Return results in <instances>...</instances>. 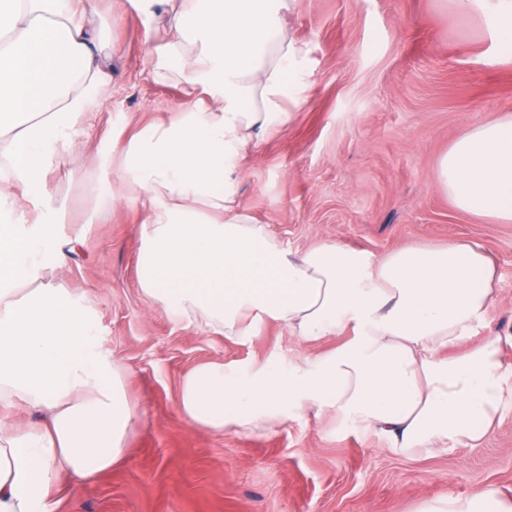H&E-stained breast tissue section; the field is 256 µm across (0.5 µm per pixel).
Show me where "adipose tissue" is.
I'll return each instance as SVG.
<instances>
[{"label":"adipose tissue","instance_id":"1","mask_svg":"<svg viewBox=\"0 0 512 512\" xmlns=\"http://www.w3.org/2000/svg\"><path fill=\"white\" fill-rule=\"evenodd\" d=\"M143 18L155 80L186 100L130 139L113 134L116 188L139 203L138 278L174 321L230 340L271 320L331 351L252 370L210 361L184 377L191 424L238 433L308 414L375 429L413 457L476 447L512 407L503 363L512 336L462 341L496 302V265L479 244H421L383 257L324 241L283 248L239 203V176L259 138L285 130L308 90L306 52L281 19L296 0H130ZM480 16L496 61L512 63V0H456ZM87 0H0V407L38 415L27 429L0 416V512H56L65 479L122 461L141 414L96 321L67 289L41 284L62 265L65 220L53 177L78 126L111 79ZM437 179L458 209L512 223V113L480 122L441 158ZM31 285L18 297L19 286ZM417 512H512L488 484L467 498L424 500Z\"/></svg>","mask_w":512,"mask_h":512}]
</instances>
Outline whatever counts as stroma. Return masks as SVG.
Segmentation results:
<instances>
[{
  "mask_svg": "<svg viewBox=\"0 0 512 512\" xmlns=\"http://www.w3.org/2000/svg\"><path fill=\"white\" fill-rule=\"evenodd\" d=\"M93 26L111 40L112 85L88 117L92 138L64 154L70 179L56 186L66 207V264L45 280L79 296L105 347L127 373L130 403L146 413L124 460L91 480L69 479L56 512H416L423 500L465 498L496 485L512 500V408L481 444L428 457L393 453L375 430L306 416L252 434L201 430L179 411L184 376L224 360L282 364L336 346L299 344L263 321L250 339L177 323L146 301L138 280L142 210L122 200L88 222L113 131L131 136L168 118L182 85L153 79L145 34L124 0H91ZM284 28L307 52L308 90L287 130L251 149L241 177L247 211L284 248L324 240L382 257L415 243L470 240L497 262L498 303L467 338L512 336V223L456 208L437 168L472 125L512 111V64L494 60L480 17L454 0H299Z\"/></svg>",
  "mask_w": 512,
  "mask_h": 512,
  "instance_id": "35a3bbf8",
  "label": "stroma"
}]
</instances>
